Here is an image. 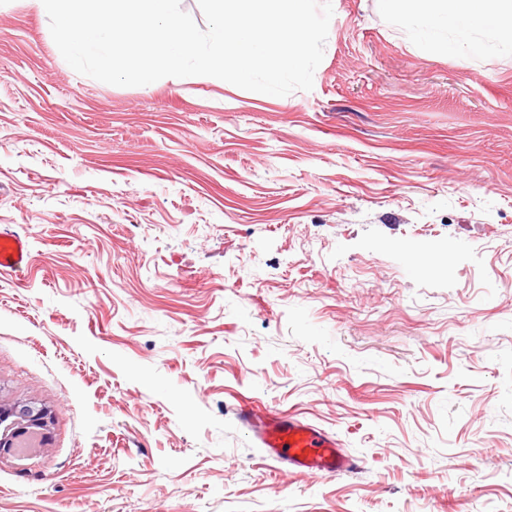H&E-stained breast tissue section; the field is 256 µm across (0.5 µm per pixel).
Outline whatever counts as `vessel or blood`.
Masks as SVG:
<instances>
[{
    "instance_id": "b4317fda",
    "label": "vessel or blood",
    "mask_w": 512,
    "mask_h": 512,
    "mask_svg": "<svg viewBox=\"0 0 512 512\" xmlns=\"http://www.w3.org/2000/svg\"><path fill=\"white\" fill-rule=\"evenodd\" d=\"M29 259L28 243L15 234L0 236V271L17 272ZM238 417L256 435L263 457L279 468L332 477L357 472L355 459L343 454L336 439L322 430L276 415H258L248 408Z\"/></svg>"
}]
</instances>
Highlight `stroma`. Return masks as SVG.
I'll list each match as a JSON object with an SVG mask.
<instances>
[{
  "label": "stroma",
  "instance_id": "1",
  "mask_svg": "<svg viewBox=\"0 0 512 512\" xmlns=\"http://www.w3.org/2000/svg\"><path fill=\"white\" fill-rule=\"evenodd\" d=\"M313 88L74 71L0 0V512H512V47L332 0ZM336 437L276 471L238 405ZM29 251L26 238L15 234L0 236V271L17 272L28 263ZM8 422V423H7ZM7 423L0 433V448H14L18 435L36 430L41 436L42 445L47 439L50 414L27 402H14L0 405V425Z\"/></svg>",
  "mask_w": 512,
  "mask_h": 512
}]
</instances>
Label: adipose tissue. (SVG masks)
I'll use <instances>...</instances> for the list:
<instances>
[{
    "label": "adipose tissue",
    "instance_id": "obj_1",
    "mask_svg": "<svg viewBox=\"0 0 512 512\" xmlns=\"http://www.w3.org/2000/svg\"><path fill=\"white\" fill-rule=\"evenodd\" d=\"M405 13L425 36L426 46H434L430 34L452 31L453 49L481 53L485 45L482 32H512V0H402Z\"/></svg>",
    "mask_w": 512,
    "mask_h": 512
}]
</instances>
